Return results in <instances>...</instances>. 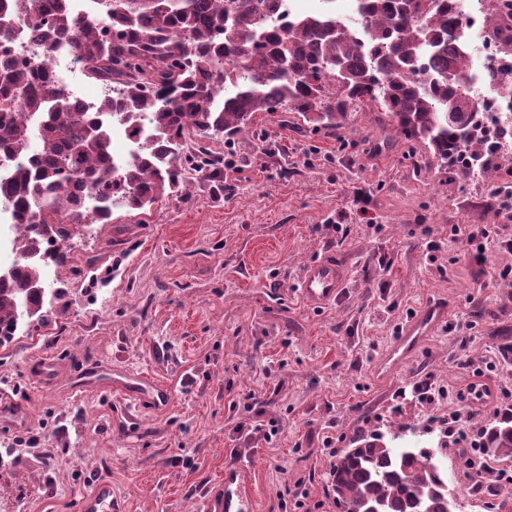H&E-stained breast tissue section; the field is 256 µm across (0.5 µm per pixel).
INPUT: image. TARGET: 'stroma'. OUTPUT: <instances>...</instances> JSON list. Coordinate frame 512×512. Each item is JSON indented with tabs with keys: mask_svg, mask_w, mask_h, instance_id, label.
Returning <instances> with one entry per match:
<instances>
[{
	"mask_svg": "<svg viewBox=\"0 0 512 512\" xmlns=\"http://www.w3.org/2000/svg\"><path fill=\"white\" fill-rule=\"evenodd\" d=\"M232 149L237 171L192 181L189 200L75 225L68 263L47 274L65 295L46 302L45 326L0 346V388L27 404L23 424L0 417V512H79L102 479L117 512H204V487L235 463L255 512L301 478L308 503L339 512L323 435L339 451L370 432L433 446L425 410L392 412L398 389L432 378L448 390L441 414L467 408L474 380L495 398L512 390V208L492 192L512 152L489 179L456 176L363 109L339 133L262 113ZM455 225L489 230L484 272ZM328 255L347 286L315 308L299 277ZM434 303L446 327L381 372L399 326ZM46 358L59 368L49 385L35 372ZM470 360L489 371L474 377ZM139 373L168 388L166 407L113 390ZM271 422L269 443L255 427ZM476 475L449 452L455 512H512V489L474 499Z\"/></svg>",
	"mask_w": 512,
	"mask_h": 512,
	"instance_id": "1",
	"label": "stroma"
}]
</instances>
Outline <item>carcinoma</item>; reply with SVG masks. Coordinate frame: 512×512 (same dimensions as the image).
Segmentation results:
<instances>
[{
	"label": "carcinoma",
	"mask_w": 512,
	"mask_h": 512,
	"mask_svg": "<svg viewBox=\"0 0 512 512\" xmlns=\"http://www.w3.org/2000/svg\"><path fill=\"white\" fill-rule=\"evenodd\" d=\"M71 0H0V44L21 22L41 46L26 61L0 58V161L12 163L0 195L21 221L17 264L0 272V345L44 322L43 267L69 259L71 224L112 223L115 209L142 210L189 199V172L221 174L210 142L231 140L260 112H295L312 128L343 127L349 110L386 113L406 141L454 165L474 152L483 110L460 105L474 75L453 0H368L359 28L330 14L296 15L273 27L279 0H101L75 14ZM67 48L108 93L89 112L55 86L51 53ZM136 150L112 163L111 130ZM95 200L90 208L85 196ZM371 433L332 465L329 483L344 512H454L448 442ZM483 450L512 459V413L484 430Z\"/></svg>",
	"instance_id": "carcinoma-1"
}]
</instances>
